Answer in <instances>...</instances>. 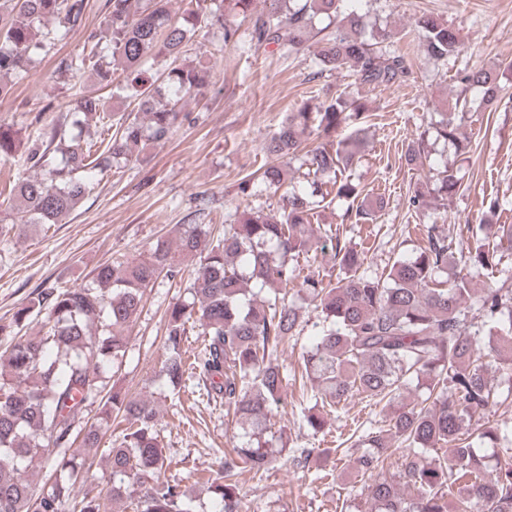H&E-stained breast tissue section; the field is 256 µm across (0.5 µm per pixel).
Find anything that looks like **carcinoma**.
I'll use <instances>...</instances> for the list:
<instances>
[{
  "instance_id": "carcinoma-1",
  "label": "carcinoma",
  "mask_w": 512,
  "mask_h": 512,
  "mask_svg": "<svg viewBox=\"0 0 512 512\" xmlns=\"http://www.w3.org/2000/svg\"><path fill=\"white\" fill-rule=\"evenodd\" d=\"M172 0H105L98 28L85 37L83 51L61 62L59 73L91 69L102 87L115 86L148 117L114 113L107 100L85 91L27 149L25 162L47 171L16 182L10 193L24 204L27 224H65L94 189L96 176L114 162L141 158L150 143L169 138L181 117V93L200 90L207 71L186 61L196 32L217 26L224 43L250 23L256 49L275 46L283 54L308 48V35L328 31L314 50L319 72L350 69L373 87L399 84L409 74L403 55L385 44L387 34L366 32L362 16L341 10L342 0H188L177 14ZM86 0H0V78L28 71L53 32L84 28ZM54 29H45L48 21ZM422 52L435 61L459 55L460 38L431 16L415 20ZM152 59L166 68L151 77L142 70ZM458 94L436 127L437 137L455 139V121L468 112V94L478 90L486 106L503 87L492 69L465 67L455 74ZM97 118L110 137L102 146L83 139ZM368 115L359 98L345 92L310 112L301 106L265 144L268 158L259 178L267 188L286 183L289 160L314 138L307 151L313 177L282 195L277 212L251 208L224 229L211 247L203 224H185L175 239L162 237L148 256L105 260L93 270V286L37 291L0 325L11 337L0 351V512H111L112 503L131 500L135 512H196L180 481L162 480L167 465L156 429L159 407L148 397L131 399L102 374L123 359L128 331L144 305L146 289L160 276L176 278L178 259L199 257L188 287L191 300L166 315L161 374L176 392L197 394L239 416L242 433L224 452L217 472L203 470L197 481L214 487L221 512H243L239 477L270 469L266 451L270 418L287 398L288 369L277 362L281 346L299 334L301 311L288 286L313 303L318 330L303 355L301 379L311 384L314 407H335L354 395L393 407L389 429L360 435L370 447L359 457L371 473L398 456V481L368 485L371 512H512V446L499 445L507 423L472 427V418L512 399V290L489 281L480 290L474 277L512 252V225L492 227L496 248L485 240L466 245L430 226L426 244L413 258L393 259L386 276L360 272L364 251L328 237L338 263L336 281L300 277L299 258L312 246L314 215L326 200H357L360 191L342 171L363 145ZM18 130L0 125V160L14 156ZM425 139L406 146L405 162L425 158ZM439 190H463L450 170L437 173ZM386 207L379 197L345 212L369 221ZM268 289L259 300L254 289ZM45 313L47 330L20 335L13 327L32 313ZM199 327L201 348L184 349L187 324ZM498 375L492 384L488 373ZM424 395L405 402L413 381ZM97 406V422H82ZM124 425L109 454L112 484L105 494L70 491L79 479L70 449L91 453L101 446L112 419ZM403 445L397 450L391 440ZM497 449L489 468L475 444Z\"/></svg>"
}]
</instances>
